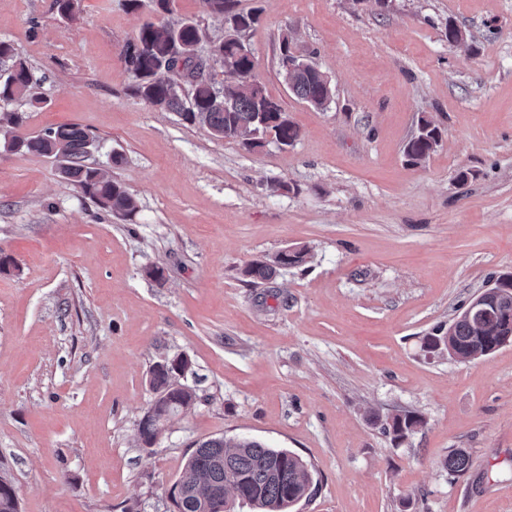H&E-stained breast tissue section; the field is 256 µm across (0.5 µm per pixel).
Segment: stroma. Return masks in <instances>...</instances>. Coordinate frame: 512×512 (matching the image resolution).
I'll use <instances>...</instances> for the list:
<instances>
[{"instance_id":"35a3bbf8","label":"stroma","mask_w":512,"mask_h":512,"mask_svg":"<svg viewBox=\"0 0 512 512\" xmlns=\"http://www.w3.org/2000/svg\"><path fill=\"white\" fill-rule=\"evenodd\" d=\"M254 75L300 129L249 151L133 96L122 51L151 6L0 0V40L38 80L20 132L76 124L91 160L138 201L100 210L53 159L0 144V476L18 512H175L168 495L198 441L248 437L298 454L313 491L293 512H512V343L471 362L429 354L493 277L512 273V0H240ZM200 51L224 35L205 0ZM466 35L448 43V27ZM331 80L296 98L280 41ZM440 127L420 165L404 147ZM121 163H113V154ZM470 172L459 183L460 171ZM285 182L290 193L272 192ZM298 269L243 270L288 247ZM164 270L163 280L146 274ZM187 356L196 393L142 445L151 367ZM423 423L394 443L372 416ZM470 457L449 474V452ZM418 132L406 144L404 152L407 161L420 164L425 161L439 144L441 132L434 121L428 117H420Z\"/></svg>"}]
</instances>
